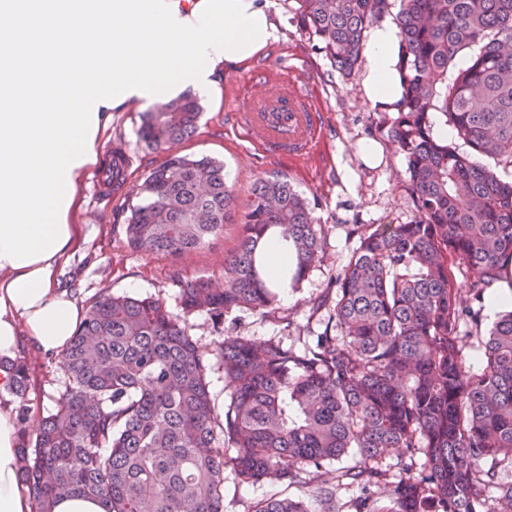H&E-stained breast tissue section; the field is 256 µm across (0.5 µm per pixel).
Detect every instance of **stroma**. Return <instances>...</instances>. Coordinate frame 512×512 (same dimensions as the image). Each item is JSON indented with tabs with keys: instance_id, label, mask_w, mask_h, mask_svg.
<instances>
[{
	"instance_id": "35a3bbf8",
	"label": "stroma",
	"mask_w": 512,
	"mask_h": 512,
	"mask_svg": "<svg viewBox=\"0 0 512 512\" xmlns=\"http://www.w3.org/2000/svg\"><path fill=\"white\" fill-rule=\"evenodd\" d=\"M271 2L281 30L279 41L246 68L225 75L220 101H204L198 132L182 150L223 161L228 183L238 195L247 194L256 178L279 174L315 200V217L331 228L326 258L310 272L300 289H283L281 303L295 323L316 330L320 322L311 315L310 307L357 245L356 236L349 232L350 226L405 224L413 219L414 207L402 158L385 147L381 150V162L373 164L365 162L359 152L360 144L371 140L375 118V105L362 90L366 61H359L352 80H344L293 23L294 0ZM287 71L325 115L323 145L305 159L295 161L284 157L273 162L247 140L231 114L244 106L243 84L250 76ZM140 114V108L135 106L114 113L99 150L104 157L116 143L125 145L130 155L127 183L131 186L164 159L163 153L140 145L137 136ZM101 171V166H94L90 177L78 189L81 208L75 221L81 226V242L59 276L60 289L86 310L99 296L116 293L153 296L176 313L180 310V284L200 277L223 283L224 256L234 245L238 234L236 225H229L223 237L206 248L176 258L131 251L122 242L123 196H105L95 190ZM19 354L26 359L25 402L29 408L26 427L32 431L42 417L55 410L63 374L57 354L42 352L26 341L22 342ZM335 475V467L330 464L313 481L301 485L267 479L240 487L228 473L224 476V512H246L251 503L270 497L299 498L306 501L310 512H324L316 488L334 484Z\"/></svg>"
}]
</instances>
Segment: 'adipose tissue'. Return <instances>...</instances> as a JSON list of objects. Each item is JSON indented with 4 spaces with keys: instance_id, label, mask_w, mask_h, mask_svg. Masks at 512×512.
Wrapping results in <instances>:
<instances>
[{
    "instance_id": "adipose-tissue-1",
    "label": "adipose tissue",
    "mask_w": 512,
    "mask_h": 512,
    "mask_svg": "<svg viewBox=\"0 0 512 512\" xmlns=\"http://www.w3.org/2000/svg\"><path fill=\"white\" fill-rule=\"evenodd\" d=\"M270 0H0V356L21 338L63 351L85 311L58 287L79 240L77 185L115 110L186 93L216 98L229 71L280 37ZM398 28L367 42L362 82L398 98ZM17 432L0 408V512H36L17 480Z\"/></svg>"
}]
</instances>
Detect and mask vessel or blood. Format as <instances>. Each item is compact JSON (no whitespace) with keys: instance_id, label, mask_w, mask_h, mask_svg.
I'll return each instance as SVG.
<instances>
[{"instance_id":"b4317fda","label":"vessel or blood","mask_w":512,"mask_h":512,"mask_svg":"<svg viewBox=\"0 0 512 512\" xmlns=\"http://www.w3.org/2000/svg\"><path fill=\"white\" fill-rule=\"evenodd\" d=\"M255 93L237 118L251 138L262 144L270 159L303 157L315 143L324 124V115L308 105L301 89L293 81H268L250 77Z\"/></svg>"}]
</instances>
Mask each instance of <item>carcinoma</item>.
<instances>
[{
	"label": "carcinoma",
	"mask_w": 512,
	"mask_h": 512,
	"mask_svg": "<svg viewBox=\"0 0 512 512\" xmlns=\"http://www.w3.org/2000/svg\"><path fill=\"white\" fill-rule=\"evenodd\" d=\"M299 30L345 78L387 0H294ZM399 99L375 108L374 132L402 157L415 217L355 224L358 245L312 312L324 330L298 353L278 338L256 342L226 324L235 313L277 317L284 286L322 263L329 227L285 177L256 179L245 200L224 164L169 151L197 134L203 107L185 95L140 115L138 137L164 160L126 194L123 242L143 254L180 256L230 224L241 232L224 257V287L207 278L179 286L182 314L158 298L99 297L59 357L66 377L56 410L35 434L20 428L19 472L39 505L99 498L106 512H224V471L241 486L349 456L336 469L358 494L346 512H504L512 506V310L480 338L486 365L470 373L461 330L470 302L512 269V181L483 167H512V0H401ZM474 51L455 69L459 53ZM472 150L433 135L436 113ZM112 149L102 194L124 183ZM289 251L271 277L266 242ZM470 273L459 288L453 267ZM203 313L222 336L224 409L209 390L210 364L187 329ZM5 392L24 404L26 363L5 362ZM402 450V473L383 464ZM249 512H309L289 498Z\"/></svg>",
	"instance_id": "carcinoma-1"
}]
</instances>
